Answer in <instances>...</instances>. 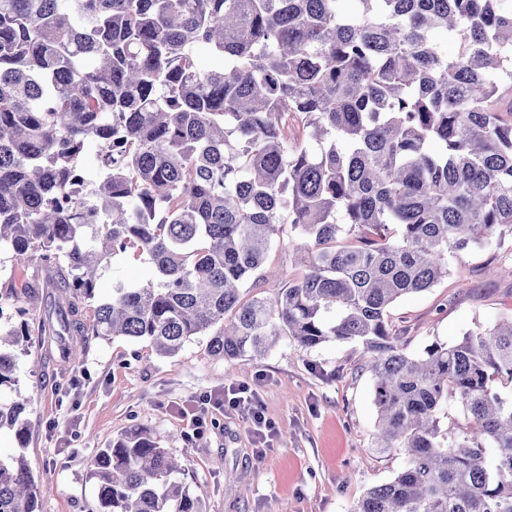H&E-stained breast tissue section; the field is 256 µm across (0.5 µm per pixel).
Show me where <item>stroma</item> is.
<instances>
[{
	"label": "stroma",
	"instance_id": "stroma-1",
	"mask_svg": "<svg viewBox=\"0 0 512 512\" xmlns=\"http://www.w3.org/2000/svg\"><path fill=\"white\" fill-rule=\"evenodd\" d=\"M307 262L304 239L283 225L269 255L280 276L261 283L256 295L275 296ZM151 276L147 259L126 254L102 267L98 293ZM511 313L507 233L453 262L433 288L399 301L391 317L406 351L418 353ZM207 342L196 337L163 358L146 341L93 338L81 365L63 368L53 345L30 338L17 370L18 389L29 399V441L22 449L11 432H0V456L24 453L48 488L42 512H93L91 463L134 429L150 431L180 458L179 478L207 512H351L366 489L403 467L404 453L378 454L370 446L376 412L361 343L332 340L306 350L283 336L264 355L223 361ZM241 385L261 401L274 436L258 443L243 413L213 409L205 436L188 441L176 406Z\"/></svg>",
	"mask_w": 512,
	"mask_h": 512
}]
</instances>
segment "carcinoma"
<instances>
[{
  "label": "carcinoma",
  "mask_w": 512,
  "mask_h": 512,
  "mask_svg": "<svg viewBox=\"0 0 512 512\" xmlns=\"http://www.w3.org/2000/svg\"><path fill=\"white\" fill-rule=\"evenodd\" d=\"M342 2L0 0V245L46 272L0 294V388L30 336L73 363L77 337L172 357L206 336L223 360L279 336L359 341L372 447L406 463L353 512H512V315L410 354L389 311L512 233V0ZM283 224L310 262L249 298ZM130 252L153 277L98 298V266ZM80 299L97 302L89 327ZM27 403L0 402L21 448ZM180 470L124 433L92 462L95 512H205ZM0 512H41L22 453L0 458Z\"/></svg>",
  "instance_id": "1"
}]
</instances>
